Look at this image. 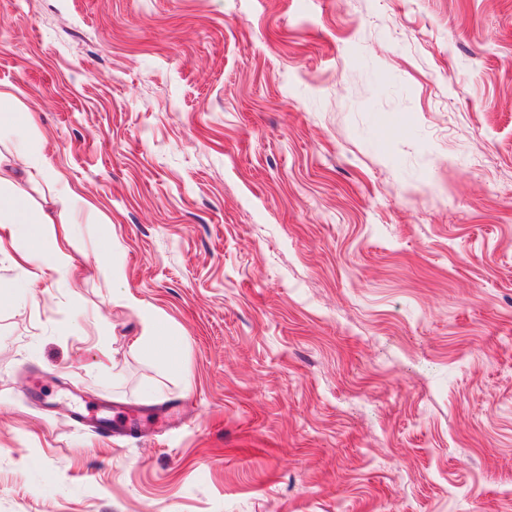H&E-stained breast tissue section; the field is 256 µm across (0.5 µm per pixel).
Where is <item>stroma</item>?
Instances as JSON below:
<instances>
[{
    "instance_id": "1",
    "label": "stroma",
    "mask_w": 512,
    "mask_h": 512,
    "mask_svg": "<svg viewBox=\"0 0 512 512\" xmlns=\"http://www.w3.org/2000/svg\"><path fill=\"white\" fill-rule=\"evenodd\" d=\"M0 85L89 201L0 253V512H512V0H0ZM26 226H28L27 232L33 242L27 258L42 261L44 265L50 269L58 271L68 269L71 263V255L66 247L56 241L51 248H44L40 244L38 230L33 225ZM126 305L135 309L141 318L143 331L142 336H140L138 342L143 341L145 346L148 347L151 351L166 359L175 358L176 352L172 348L169 337L160 336L159 334L160 327L155 314L146 310L136 301L127 300Z\"/></svg>"
}]
</instances>
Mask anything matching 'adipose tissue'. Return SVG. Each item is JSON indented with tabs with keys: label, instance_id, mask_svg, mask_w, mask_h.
Masks as SVG:
<instances>
[{
	"label": "adipose tissue",
	"instance_id": "1",
	"mask_svg": "<svg viewBox=\"0 0 512 512\" xmlns=\"http://www.w3.org/2000/svg\"><path fill=\"white\" fill-rule=\"evenodd\" d=\"M48 172L40 161L29 158L24 148L0 151V224H23L32 240L30 259L43 262L48 268L63 271L69 268L71 256L60 244L44 248L39 242L38 225L51 223L43 209L33 208L25 185L36 186L46 181Z\"/></svg>",
	"mask_w": 512,
	"mask_h": 512
}]
</instances>
